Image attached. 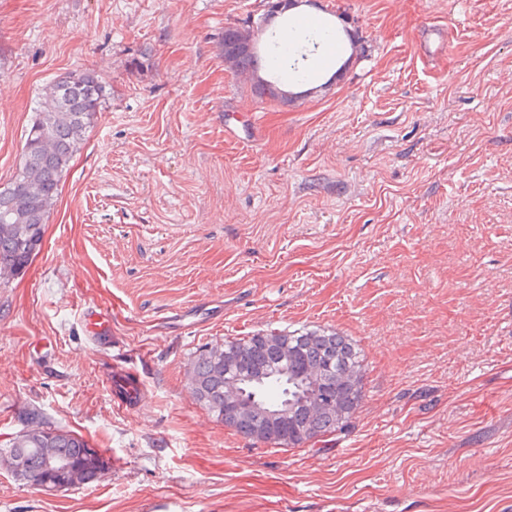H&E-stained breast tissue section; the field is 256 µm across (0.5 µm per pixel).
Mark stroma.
<instances>
[{
  "label": "stroma",
  "mask_w": 512,
  "mask_h": 512,
  "mask_svg": "<svg viewBox=\"0 0 512 512\" xmlns=\"http://www.w3.org/2000/svg\"><path fill=\"white\" fill-rule=\"evenodd\" d=\"M262 4L0 0V188L45 84L109 89L0 287V446L35 407L117 461L53 494L0 467V512H512V0H306L362 47L285 104L219 50ZM327 326L368 363L332 441L252 443L186 385L204 344ZM113 373H114V380H113V375H112V378L110 379L109 382H110V386L112 387V390H114V397L118 401V403L116 404V407L119 409H124L125 407H127L128 404L136 401L137 395L139 394V391H140V388L138 387V385H136L137 391H134L131 387L125 386L126 392L122 394L118 388L119 387L118 385L119 384L123 385L122 379L127 378L129 371L125 370V369H119V370H115ZM113 383H114V385H113Z\"/></svg>",
  "instance_id": "obj_1"
}]
</instances>
